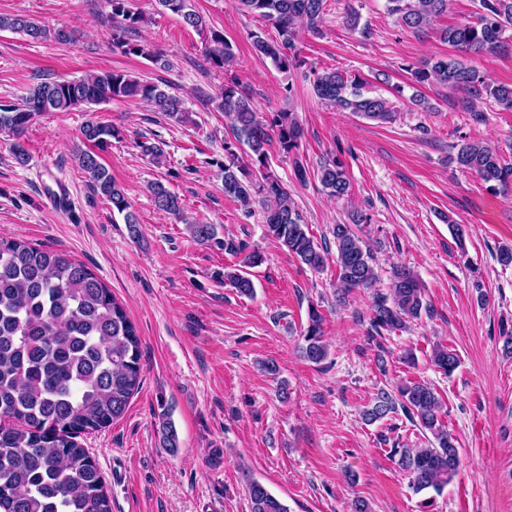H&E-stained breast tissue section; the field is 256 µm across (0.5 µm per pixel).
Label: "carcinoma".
<instances>
[{
	"label": "carcinoma",
	"mask_w": 512,
	"mask_h": 512,
	"mask_svg": "<svg viewBox=\"0 0 512 512\" xmlns=\"http://www.w3.org/2000/svg\"><path fill=\"white\" fill-rule=\"evenodd\" d=\"M112 8V47L142 56L163 67L168 61L132 35L142 26V12L132 0H108ZM326 0H237L242 11L271 25L277 38L270 41L261 32L251 34L254 49L270 58L275 67L288 71L299 64L296 42L303 32L319 33ZM389 13L410 29L421 30L448 12L451 0H387ZM158 10L182 18L185 26L204 35L210 63L226 70L233 65V45L217 30H209L203 17L188 8L187 0H156ZM512 28V0H479L472 21L441 30V38L464 54L507 52L512 49L505 33ZM22 33L33 41L53 38L72 41L64 28L49 30L33 18L0 16V31ZM413 83L439 84L463 93L460 105L475 111L476 101L489 96L512 111V85L491 86L477 69L458 58H436L411 70ZM316 96L365 119L390 123V102L363 92V80L337 71L314 74ZM135 98L150 104L176 122L191 121L182 99L156 84L141 81L122 71L105 70L68 82H42L18 103L0 104V129L21 137L31 121L44 112H67L82 105ZM217 109L230 119L234 140L224 141L221 167L224 196L244 208L258 202L264 210L265 231L301 263L319 269L325 256L303 224V217L288 190L272 169L268 146L277 141L292 155L299 149L303 130L293 114L257 111L251 98L233 79L224 83ZM84 140L104 147L120 136L111 122L97 115L82 127ZM79 167L89 174L95 189L125 213L129 203L122 189L99 162L98 154L81 150ZM459 167L475 172L493 192L512 189V165L502 162L492 148L469 141L459 145ZM314 175L331 197L348 195L350 182L337 159L324 162ZM158 211L176 218L182 202L161 183L151 185ZM350 223L333 228L337 280L341 294L370 288L376 281L370 247L354 227L368 223L367 215L354 211ZM188 230L199 243L217 242L211 224H190ZM224 251L242 256V267L224 268V284L237 293L252 296L255 286L244 271L260 263L255 252H245L241 243L224 241ZM390 292L374 298L369 337L382 338L402 329L423 312L422 287L405 266L392 271ZM322 316L309 311L301 354L319 364L327 358L323 343ZM141 349L137 330L123 306L86 265L68 253L22 240L0 238V512H112V500L94 459L81 439L98 432L126 412L140 387ZM432 361L444 374L458 366L455 352L446 346L434 349ZM442 404L426 383L408 382L397 391L381 390L365 410L376 422L401 412L427 430L432 438L424 448H393L391 457L410 476L418 494L431 489L441 493L460 466L456 439L440 419ZM250 512H289L288 506L262 483L247 485Z\"/></svg>",
	"instance_id": "obj_1"
}]
</instances>
